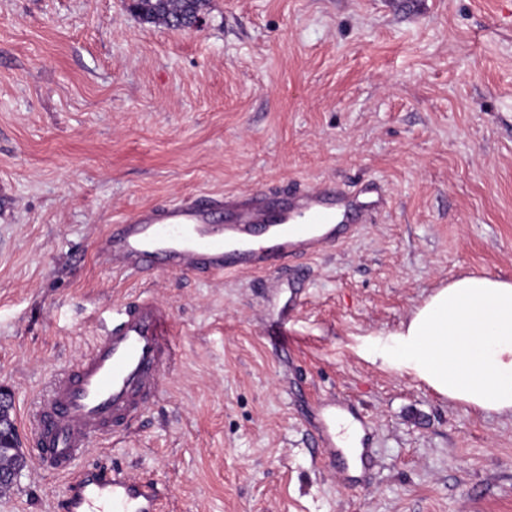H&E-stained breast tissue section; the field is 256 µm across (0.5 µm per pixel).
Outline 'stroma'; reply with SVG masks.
I'll use <instances>...</instances> for the list:
<instances>
[{"mask_svg": "<svg viewBox=\"0 0 512 512\" xmlns=\"http://www.w3.org/2000/svg\"><path fill=\"white\" fill-rule=\"evenodd\" d=\"M361 181L387 208L305 262L297 302L285 269L94 262L144 205ZM467 275L512 280V0H210L185 30L126 0H0V387L28 453L0 512H52L65 479L30 455V414L144 291L179 360L131 437L90 452L168 485L165 512H512V417L367 355ZM332 396L374 428L354 487L313 457Z\"/></svg>", "mask_w": 512, "mask_h": 512, "instance_id": "35a3bbf8", "label": "stroma"}]
</instances>
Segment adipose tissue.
Returning a JSON list of instances; mask_svg holds the SVG:
<instances>
[{"mask_svg": "<svg viewBox=\"0 0 512 512\" xmlns=\"http://www.w3.org/2000/svg\"><path fill=\"white\" fill-rule=\"evenodd\" d=\"M372 357L448 401L512 416V281L472 275L435 288Z\"/></svg>", "mask_w": 512, "mask_h": 512, "instance_id": "ef3b65f1", "label": "adipose tissue"}]
</instances>
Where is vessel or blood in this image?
I'll return each mask as SVG.
<instances>
[{"mask_svg": "<svg viewBox=\"0 0 512 512\" xmlns=\"http://www.w3.org/2000/svg\"><path fill=\"white\" fill-rule=\"evenodd\" d=\"M387 206L376 183L340 191L309 185L281 196L253 192L233 201L184 199L123 216L97 242L96 257L130 276L148 270L209 278L263 273L322 254ZM178 356L169 311L144 293L116 309L76 367L54 379L32 415L30 435L39 464L69 478L57 512H162L170 495L165 485L118 466L88 463L86 456L92 440L130 433ZM309 417L315 448L332 461L342 482L357 483L336 425L354 427L366 467L368 418L333 398L318 401Z\"/></svg>", "mask_w": 512, "mask_h": 512, "instance_id": "1", "label": "vessel or blood"}]
</instances>
